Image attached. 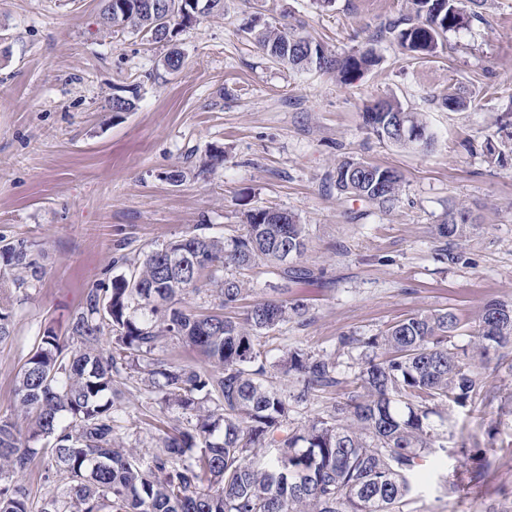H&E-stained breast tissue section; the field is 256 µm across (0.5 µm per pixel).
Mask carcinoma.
<instances>
[{
	"mask_svg": "<svg viewBox=\"0 0 512 512\" xmlns=\"http://www.w3.org/2000/svg\"><path fill=\"white\" fill-rule=\"evenodd\" d=\"M154 11L147 0H103L104 24L121 11L120 26L160 43L186 25L182 0H163ZM408 13L391 16L377 36L391 37L413 60L437 56L447 35L478 16L482 0H411ZM248 33L270 60L296 69L333 75L351 85L379 62L371 48L347 55L331 53L294 27L254 23ZM137 90L112 98L114 112H131ZM450 111L468 106L454 88L442 96ZM430 142L417 112L396 100L366 107L365 129L404 148H417L410 136L392 139L387 126L397 115ZM356 162L336 167V188L369 204L395 200L402 179L393 168ZM476 229L469 211H448L437 234L452 245ZM307 245L306 225L294 216L279 224L270 209L246 216L244 232L226 243L201 234L182 236L145 254L122 260L127 271L107 288H91L85 307L71 319L66 348L52 330L44 332L22 367L16 387L31 437L48 440L38 450L21 442L15 421L0 418V512H32L29 487L18 479L32 457L48 454L45 470L67 486L63 497L42 501L38 512H404L408 496L445 447L435 446L429 416L443 404L472 405L484 387L488 349L512 345V302L487 303L471 325L473 353L449 347L461 328L452 311L421 312L400 319L377 336L340 339L342 347L367 351L354 378L355 389L308 423L291 418V403L307 401L342 384L338 360L329 354L289 349L272 361L269 334L291 319L306 320L300 298L254 304L240 320L224 308L244 297L243 283L224 270L257 261L272 265L283 281L304 279L309 271L288 265ZM187 267L175 269L174 260ZM40 266L23 242L0 247V295L27 288ZM206 279L214 286V307L185 308L186 297ZM111 345L102 347L104 331ZM12 333V310L0 300V343ZM168 337L202 352L214 369L174 364L153 357ZM147 375L156 401L189 414L186 424L168 431L164 421L156 449L140 455L116 446L125 429L118 413L122 385L133 373ZM294 377L300 389L289 394L274 378ZM212 402L218 416L205 408ZM261 448L276 454L262 465Z\"/></svg>",
	"mask_w": 512,
	"mask_h": 512,
	"instance_id": "carcinoma-1",
	"label": "carcinoma"
}]
</instances>
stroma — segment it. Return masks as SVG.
Here are the masks:
<instances>
[{
  "label": "stroma",
  "mask_w": 512,
  "mask_h": 512,
  "mask_svg": "<svg viewBox=\"0 0 512 512\" xmlns=\"http://www.w3.org/2000/svg\"><path fill=\"white\" fill-rule=\"evenodd\" d=\"M408 4L224 0L223 13L167 45L104 27L102 0H0V242H25L41 267L38 281L15 292L12 335L0 343V418L23 422L16 379L40 336L50 329L68 341L88 290L123 272L122 258L190 233L232 239L254 209L306 225L296 265L313 273L288 288L306 300V322L282 326L270 356L336 355L337 398L352 390L360 355L344 352L341 336L365 339L425 311L450 310L467 324L486 302L512 301V152H486L512 123V0H487L481 18L422 62L376 36ZM257 16L297 26L335 54L374 48L381 61L350 86L293 70L250 39ZM174 47L183 63L172 73L164 59ZM452 86L466 109L442 106ZM133 87L135 110L112 111V96ZM385 98L422 114L428 148L368 133L364 105ZM216 149L223 161L207 166ZM345 160L397 170V200L382 208L340 193L331 174ZM456 204L477 229L446 258L437 226ZM237 276L248 291L225 316L280 296L266 263ZM483 372L480 401L430 417L447 451L405 512H512V348L490 353ZM126 389L128 427L159 412L172 425L184 420L181 409L159 408L143 375ZM464 466V483L452 485Z\"/></svg>",
  "instance_id": "1"
}]
</instances>
